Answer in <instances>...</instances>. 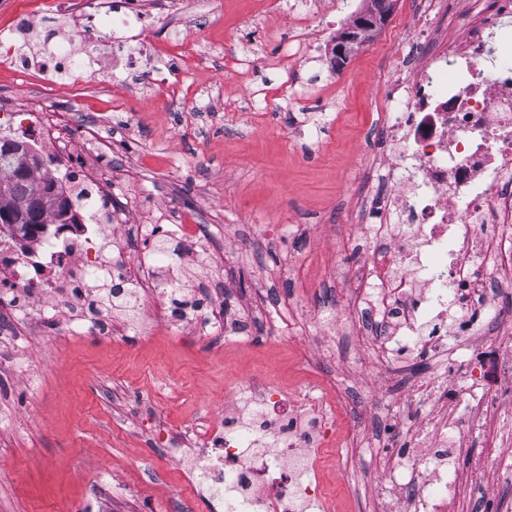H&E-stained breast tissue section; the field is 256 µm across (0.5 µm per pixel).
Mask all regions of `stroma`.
Here are the masks:
<instances>
[{
	"label": "stroma",
	"instance_id": "1",
	"mask_svg": "<svg viewBox=\"0 0 512 512\" xmlns=\"http://www.w3.org/2000/svg\"><path fill=\"white\" fill-rule=\"evenodd\" d=\"M419 10L418 0H396L387 23L335 67L297 54L298 17L286 6L262 13L255 0H199L183 24L162 20L146 36L186 54L175 101L141 89L135 70L74 85L0 68L8 109L39 103L114 141L112 199L130 220L150 224L167 211L211 226L219 253L203 267L188 263L185 276L208 284L215 308L273 296L293 309L282 342L233 338L214 348L160 325L138 334L119 313L107 338L64 327L51 336L38 317L19 319L0 303V512H210V490L180 459L225 410L249 420L244 403L228 400L235 382L306 392L332 378L363 390L383 379L365 346L331 318L347 305L357 258L341 242L362 237L355 188L387 167L376 135L391 109L393 63L418 60L406 32ZM285 64L299 96L253 99L280 84ZM254 224L282 232L240 251L239 235ZM297 263L305 280L290 273ZM500 454L504 470L469 487L458 512L489 504L512 512V438ZM320 455L335 512H372L369 458L344 445Z\"/></svg>",
	"mask_w": 512,
	"mask_h": 512
}]
</instances>
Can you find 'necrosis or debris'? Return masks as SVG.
Returning a JSON list of instances; mask_svg holds the SVG:
<instances>
[{"label":"necrosis or debris","instance_id":"1","mask_svg":"<svg viewBox=\"0 0 512 512\" xmlns=\"http://www.w3.org/2000/svg\"><path fill=\"white\" fill-rule=\"evenodd\" d=\"M153 7V0H58L66 27L42 31L31 10L16 7L0 31V64L23 78L51 69L77 84L118 70L126 47L152 26ZM418 36L419 66L388 88L396 116L380 148L398 181L361 211L369 245L345 324L369 345L375 366L398 361L409 402L457 410L428 432L389 419L383 433L396 451H369L384 475L377 498L402 502L403 512H455L470 484L455 458L475 436L501 447L488 399L499 381L512 383V336L478 325L488 315L502 319L512 296V0H494L478 27L461 24L453 37L437 36L427 23ZM34 146L54 163L64 193H91L95 204L75 224L0 232V300L16 313L35 308L48 330L62 317L73 334L108 336L111 324L95 314L96 292L105 288L118 306L156 295L169 326L195 320L201 340L270 335L267 321L247 316L230 324L207 297L183 296L180 270L206 253L200 225L137 224L113 237L122 218L108 204L104 159L78 161L73 142L62 152L48 140ZM352 395L351 387L333 385L292 411L263 388L251 426L240 428L225 412L191 467L224 512H321L312 448L325 440L332 409ZM268 420L283 430L274 448L263 445ZM426 435L429 446L408 447Z\"/></svg>","mask_w":512,"mask_h":512}]
</instances>
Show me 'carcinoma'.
I'll return each mask as SVG.
<instances>
[{
	"label": "carcinoma",
	"instance_id": "cac0c4a2",
	"mask_svg": "<svg viewBox=\"0 0 512 512\" xmlns=\"http://www.w3.org/2000/svg\"><path fill=\"white\" fill-rule=\"evenodd\" d=\"M55 179L49 170H40V159L27 148L24 136L0 140V220L19 224H62L70 211L87 210L89 194L62 198L54 193Z\"/></svg>",
	"mask_w": 512,
	"mask_h": 512
}]
</instances>
